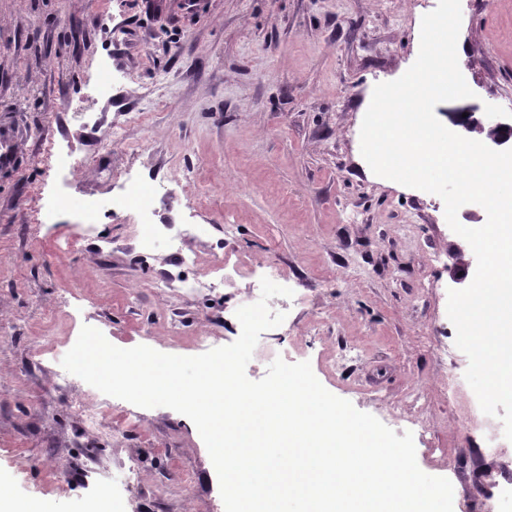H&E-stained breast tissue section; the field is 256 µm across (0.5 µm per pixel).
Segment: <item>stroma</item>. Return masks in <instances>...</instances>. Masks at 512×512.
Masks as SVG:
<instances>
[{
	"instance_id": "1",
	"label": "stroma",
	"mask_w": 512,
	"mask_h": 512,
	"mask_svg": "<svg viewBox=\"0 0 512 512\" xmlns=\"http://www.w3.org/2000/svg\"><path fill=\"white\" fill-rule=\"evenodd\" d=\"M437 4L0 0V128L16 151L0 167V481L13 512H95L99 481L139 461L142 477L115 487L125 512H184L165 487L176 458L195 474V502L224 512L189 418L136 408L138 424L101 448L77 434L74 391L44 385L87 324L124 349L193 356L213 336L233 343L234 313L270 265L294 295L272 304L288 323L261 334L249 379L278 357L310 362L329 392L412 432L420 469L450 480L460 512H485L481 471L512 490V444L488 447L463 421L466 394L443 384L462 352L436 324L447 289L473 278L449 272L458 237L444 202L376 176L360 152L375 85L414 63ZM461 11L474 95L436 106L452 131L460 113L512 98V0H461ZM128 171L158 184L159 230L182 235L180 251L141 259L121 213L59 255L79 216L39 223L43 197L106 198ZM219 239L230 282L183 296L178 281L189 265L209 268Z\"/></svg>"
}]
</instances>
